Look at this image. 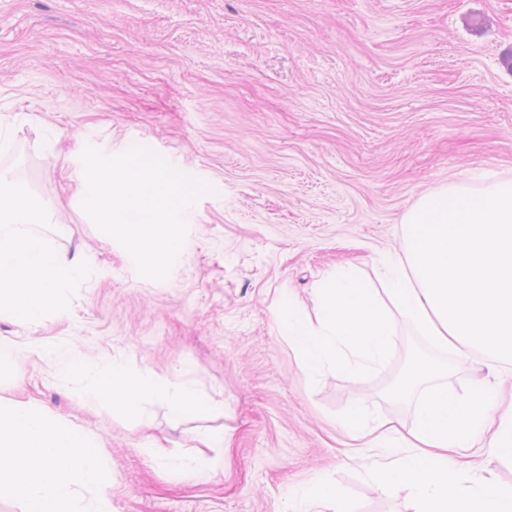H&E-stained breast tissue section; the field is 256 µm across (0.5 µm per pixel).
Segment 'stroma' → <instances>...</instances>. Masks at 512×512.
<instances>
[{
  "label": "stroma",
  "mask_w": 512,
  "mask_h": 512,
  "mask_svg": "<svg viewBox=\"0 0 512 512\" xmlns=\"http://www.w3.org/2000/svg\"><path fill=\"white\" fill-rule=\"evenodd\" d=\"M510 56L512 0H0V172L45 214L33 232L94 270L39 323L0 313V340L186 372L208 407L89 408L38 358L0 367V404L83 428L112 512H285L289 488L324 485L355 512H416L409 488L371 476L378 449L347 448L348 416L412 429L416 399L391 387L418 360L446 365L458 394L487 379L504 409L512 365L485 376L398 317L385 368L313 382L276 318L286 299L317 318L315 288L346 262L377 285L423 197L512 181ZM138 137L213 188L163 282L80 206L84 147L116 155ZM152 446L201 464L154 467Z\"/></svg>",
  "instance_id": "stroma-1"
}]
</instances>
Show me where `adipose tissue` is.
Here are the masks:
<instances>
[{"label":"adipose tissue","mask_w":512,"mask_h":512,"mask_svg":"<svg viewBox=\"0 0 512 512\" xmlns=\"http://www.w3.org/2000/svg\"><path fill=\"white\" fill-rule=\"evenodd\" d=\"M43 220L41 210L0 175V311L30 322L61 308L71 286L90 275L79 256L53 250L32 233V225ZM33 356L48 360L59 379L75 381L88 406L108 400L133 416L153 400L176 411L200 407L184 376L164 381L147 368L133 374L117 359L87 367L70 343L0 342V363ZM411 393L418 396V416L410 431L361 409L349 418L356 447L403 451L394 466L373 470L376 481L387 491L410 485L419 512H512V487L488 478L459 484L446 455L450 448H474L486 435L495 456L511 457L512 412L495 415L484 386L462 396L450 393L440 370L430 363L416 366L395 395ZM109 479L82 429H56L22 402L0 408V499L19 502L23 512H110L103 500L84 497Z\"/></svg>","instance_id":"obj_1"}]
</instances>
